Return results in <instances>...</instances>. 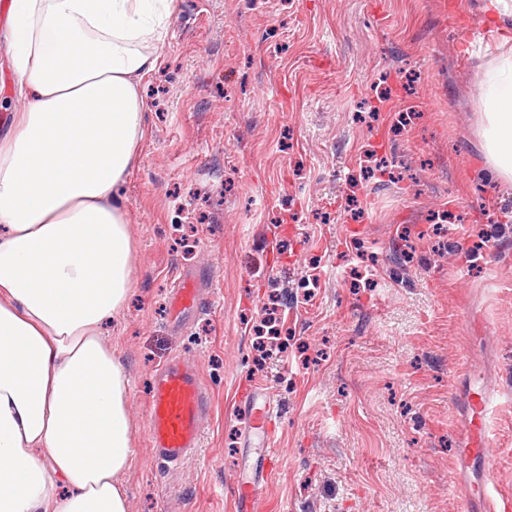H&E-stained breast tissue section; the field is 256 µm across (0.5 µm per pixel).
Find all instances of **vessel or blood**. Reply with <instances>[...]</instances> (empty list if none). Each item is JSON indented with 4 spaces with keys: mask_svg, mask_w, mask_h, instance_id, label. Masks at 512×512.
<instances>
[{
    "mask_svg": "<svg viewBox=\"0 0 512 512\" xmlns=\"http://www.w3.org/2000/svg\"><path fill=\"white\" fill-rule=\"evenodd\" d=\"M207 286L204 276L179 275L171 291L174 322H182L187 314L208 307L210 298L206 292ZM493 401L494 395L488 387L483 386L470 393L467 402L469 436L461 454L462 463L489 458L492 438L487 428V416ZM242 409L248 432L262 436V456L267 470H274L279 463V455L273 435L267 430L273 410L271 401L248 399L243 402ZM209 411V394L196 365L176 355L158 368L152 377L148 406L153 463L167 468L182 464L197 448ZM227 488L237 512H259L261 496L253 479L233 476Z\"/></svg>",
    "mask_w": 512,
    "mask_h": 512,
    "instance_id": "obj_1",
    "label": "vessel or blood"
}]
</instances>
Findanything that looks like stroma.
Wrapping results in <instances>:
<instances>
[{
  "instance_id": "obj_1",
  "label": "stroma",
  "mask_w": 512,
  "mask_h": 512,
  "mask_svg": "<svg viewBox=\"0 0 512 512\" xmlns=\"http://www.w3.org/2000/svg\"><path fill=\"white\" fill-rule=\"evenodd\" d=\"M0 0V134L25 104ZM467 0H177L142 82L146 134L121 189L135 289L109 330L129 379L131 512H234L260 444L238 392L284 409L263 495L281 512H461L467 484L512 488V183L480 173L487 34ZM491 242H482V234ZM212 272L188 328L167 295ZM276 306L287 345L257 365ZM197 360L200 445L152 466L153 372ZM496 400L491 471H462L461 404Z\"/></svg>"
}]
</instances>
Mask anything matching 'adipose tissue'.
<instances>
[{"instance_id": "adipose-tissue-1", "label": "adipose tissue", "mask_w": 512, "mask_h": 512, "mask_svg": "<svg viewBox=\"0 0 512 512\" xmlns=\"http://www.w3.org/2000/svg\"><path fill=\"white\" fill-rule=\"evenodd\" d=\"M175 0H12L27 105L0 137V512H130L125 370L104 329L134 291L119 190ZM484 172L512 182V0H479Z\"/></svg>"}]
</instances>
